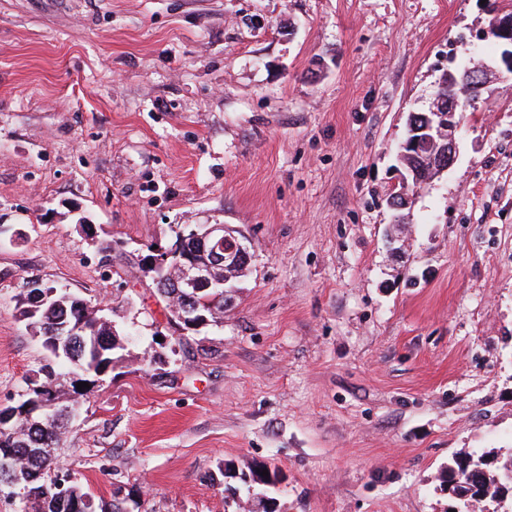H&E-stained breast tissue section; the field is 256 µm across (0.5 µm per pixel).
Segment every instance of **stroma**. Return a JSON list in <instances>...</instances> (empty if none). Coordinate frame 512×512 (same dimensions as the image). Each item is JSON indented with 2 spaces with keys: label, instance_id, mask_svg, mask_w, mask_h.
I'll return each instance as SVG.
<instances>
[{
  "label": "stroma",
  "instance_id": "obj_1",
  "mask_svg": "<svg viewBox=\"0 0 512 512\" xmlns=\"http://www.w3.org/2000/svg\"><path fill=\"white\" fill-rule=\"evenodd\" d=\"M481 0H0V405L44 362L30 278L132 334L72 393L59 461L146 512H449L455 457L512 449V80L457 163L387 197L409 113L492 65ZM189 224L253 255L175 336L141 265ZM156 364H148L152 353ZM281 481L248 496L256 463ZM233 477H223L220 466Z\"/></svg>",
  "mask_w": 512,
  "mask_h": 512
}]
</instances>
